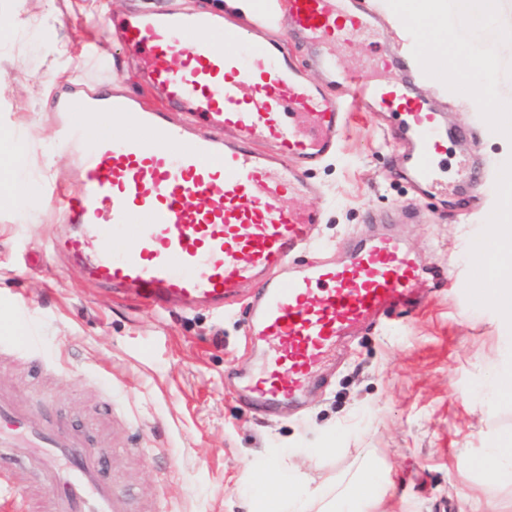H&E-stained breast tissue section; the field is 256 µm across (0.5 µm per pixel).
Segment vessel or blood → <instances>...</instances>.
Returning <instances> with one entry per match:
<instances>
[{"instance_id":"1","label":"vessel or blood","mask_w":512,"mask_h":512,"mask_svg":"<svg viewBox=\"0 0 512 512\" xmlns=\"http://www.w3.org/2000/svg\"><path fill=\"white\" fill-rule=\"evenodd\" d=\"M283 8L319 48L318 66L343 93L326 97L272 43L250 41L235 22L193 13L131 15L112 29L123 46L147 56L149 79L169 105L224 140L192 138L162 113L137 110L132 97H90L61 139L78 163L80 192L68 217L81 227L65 248L84 259L88 276L137 302L166 309L205 304L223 310L247 281L259 294L249 326L270 342L271 359L252 381V398L274 406L296 401L305 378L336 340L412 310L426 273L400 238L379 233L349 247L339 262L317 260L280 277L292 255L314 248L317 204L288 208V192L317 190L304 174L333 155L350 113L390 112L395 139L414 160L415 184L441 185L435 157L447 133L444 115L414 95L424 59L379 55L389 81L345 70L327 45L352 44L384 22L363 0H256L257 16ZM128 117L120 140L88 145L99 113ZM274 141L275 154L253 150ZM42 478L47 512H126L124 498L101 478L103 462L88 432L39 405L0 395V507L15 512L17 490L5 478L19 459Z\"/></svg>"}]
</instances>
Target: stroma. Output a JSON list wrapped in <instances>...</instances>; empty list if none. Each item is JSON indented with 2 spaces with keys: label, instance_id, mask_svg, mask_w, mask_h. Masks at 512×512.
Segmentation results:
<instances>
[{
  "label": "stroma",
  "instance_id": "stroma-1",
  "mask_svg": "<svg viewBox=\"0 0 512 512\" xmlns=\"http://www.w3.org/2000/svg\"><path fill=\"white\" fill-rule=\"evenodd\" d=\"M388 26L384 39L423 55L425 33L394 25L398 4L369 0ZM189 0H5L0 35V166L37 184L33 209L0 198V334L37 342L0 357V388L26 399L53 395L51 410L75 425L96 424L116 491L130 512H248L249 480L274 463L309 489L336 495L366 470L393 490L372 512H512V483H496L489 451L512 437V398L490 389L512 372V321L492 292L491 220L507 213L502 175L512 171V0L496 21L475 25L458 63L479 58L492 104L474 108L462 84L420 79L464 133L438 160L447 191L415 198L399 171L398 147L384 121L352 113L337 157L307 174L322 191L316 250L339 255L368 238L374 220L400 234L436 280L422 306L394 313L385 327L333 346L304 385L301 407L267 414L240 401V383L267 365L270 349L251 339L254 284L216 312L206 306L158 314L88 280L57 244L76 234L67 199L79 185L72 153L58 141L64 120L55 98L81 103L126 88L143 105L166 104L147 85L146 61H133L110 31L113 15L160 12ZM480 160L490 177L463 170ZM319 449L308 457V449Z\"/></svg>",
  "mask_w": 512,
  "mask_h": 512
}]
</instances>
